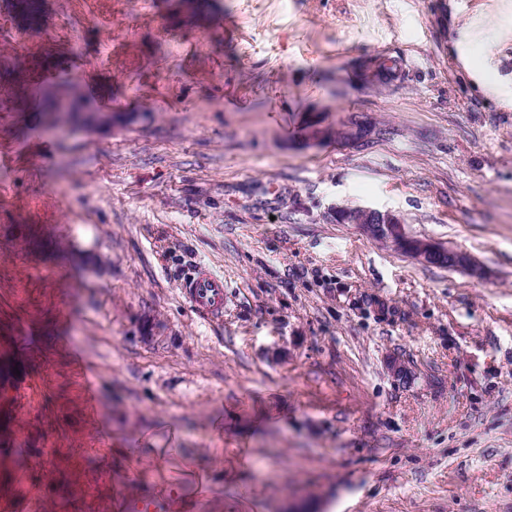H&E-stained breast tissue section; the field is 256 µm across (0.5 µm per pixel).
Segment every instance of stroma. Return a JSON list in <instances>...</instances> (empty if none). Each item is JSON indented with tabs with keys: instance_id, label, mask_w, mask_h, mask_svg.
<instances>
[{
	"instance_id": "1",
	"label": "stroma",
	"mask_w": 512,
	"mask_h": 512,
	"mask_svg": "<svg viewBox=\"0 0 512 512\" xmlns=\"http://www.w3.org/2000/svg\"><path fill=\"white\" fill-rule=\"evenodd\" d=\"M500 2L0 0V512H512ZM71 89L120 123L49 132ZM355 116L384 136L310 137ZM336 222L357 224L371 238L380 237L414 259L439 266L447 260L451 269H471V257L460 250L411 235L403 220L390 211L370 207L336 206ZM180 294L207 318L224 312V279L204 264H197L180 282Z\"/></svg>"
}]
</instances>
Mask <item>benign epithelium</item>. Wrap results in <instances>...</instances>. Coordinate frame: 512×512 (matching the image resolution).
Wrapping results in <instances>:
<instances>
[{
  "label": "benign epithelium",
  "mask_w": 512,
  "mask_h": 512,
  "mask_svg": "<svg viewBox=\"0 0 512 512\" xmlns=\"http://www.w3.org/2000/svg\"><path fill=\"white\" fill-rule=\"evenodd\" d=\"M53 116L51 128L58 132L112 128V113L102 112L86 100L78 104L60 100ZM375 135H380L379 129L362 121L349 123L336 129L334 133L321 129L312 132L315 140L334 137L336 144L350 147L360 146ZM335 215L337 223L356 224L368 236L379 237L422 263L438 266L445 260L452 269L473 268L472 259L467 253L411 235L403 220L390 211L370 207L338 206Z\"/></svg>",
  "instance_id": "7a95c632"
}]
</instances>
